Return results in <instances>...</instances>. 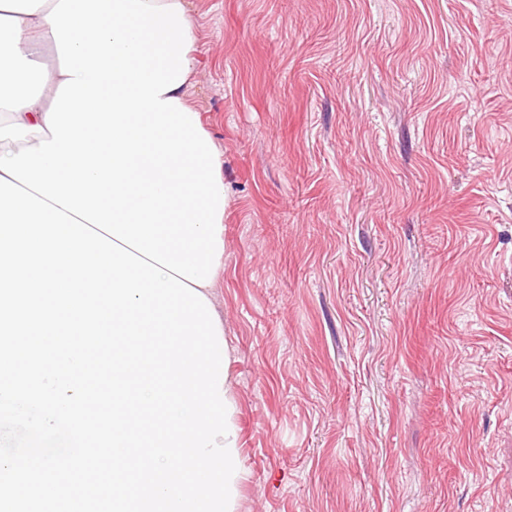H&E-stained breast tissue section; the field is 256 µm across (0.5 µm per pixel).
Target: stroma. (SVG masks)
Here are the masks:
<instances>
[{
  "label": "stroma",
  "instance_id": "1",
  "mask_svg": "<svg viewBox=\"0 0 512 512\" xmlns=\"http://www.w3.org/2000/svg\"><path fill=\"white\" fill-rule=\"evenodd\" d=\"M236 512H512V0H189Z\"/></svg>",
  "mask_w": 512,
  "mask_h": 512
}]
</instances>
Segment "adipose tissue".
I'll list each match as a JSON object with an SVG mask.
<instances>
[{
  "label": "adipose tissue",
  "mask_w": 512,
  "mask_h": 512,
  "mask_svg": "<svg viewBox=\"0 0 512 512\" xmlns=\"http://www.w3.org/2000/svg\"><path fill=\"white\" fill-rule=\"evenodd\" d=\"M194 43L186 0H0V176L209 298L226 196L185 100Z\"/></svg>",
  "instance_id": "adipose-tissue-1"
}]
</instances>
